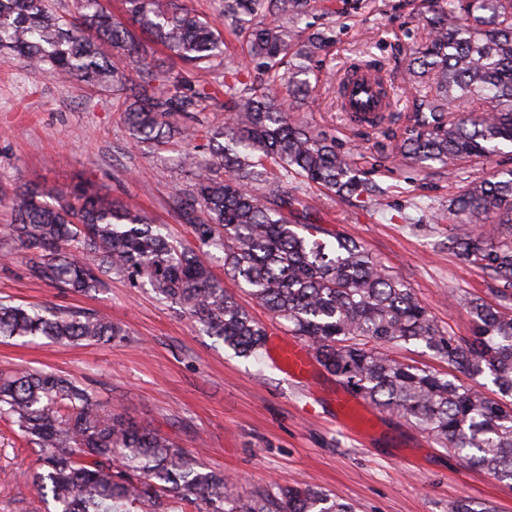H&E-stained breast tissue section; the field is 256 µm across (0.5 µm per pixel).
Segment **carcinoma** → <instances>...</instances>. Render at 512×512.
I'll return each instance as SVG.
<instances>
[{"label": "carcinoma", "mask_w": 512, "mask_h": 512, "mask_svg": "<svg viewBox=\"0 0 512 512\" xmlns=\"http://www.w3.org/2000/svg\"><path fill=\"white\" fill-rule=\"evenodd\" d=\"M313 0H224V18L242 37L251 69L224 68V79L193 85L164 74L141 38L184 64L213 70L224 36L184 0H123L120 21L101 0H77L59 16L52 0H0V55L89 89L112 88L136 143L166 144L180 122L212 103L227 112L205 131L211 155L183 153L192 189L173 200L197 247L170 239L162 224L88 181L28 185L13 202L12 242L32 253L30 278L90 295L118 277L148 285L180 306L241 357L260 358L267 330L218 280L204 248L223 253L233 280L307 341L317 361L347 391L421 429L467 466L512 483V312L472 302L471 334L443 330L410 289L355 238L311 222L309 202L267 182L299 178L341 196L380 204L335 138L297 120L290 100L309 94L306 62L333 41V27L304 34ZM408 78L433 76L436 94L404 115L395 153L419 165L448 167L487 159L512 145V0H427ZM465 105L469 112L461 111ZM464 217L450 236L468 263L512 287V169L469 183L449 200ZM496 226L480 227L488 219ZM331 237L324 240L320 235ZM0 336L59 344L110 342L122 329L97 313L0 299ZM422 344L497 397L451 375L394 359L389 349ZM0 417L39 453L37 490L55 512H354L339 498L296 483L249 496L168 435L105 409L77 379L46 370L0 377Z\"/></svg>", "instance_id": "1"}]
</instances>
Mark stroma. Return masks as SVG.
<instances>
[{
    "label": "stroma",
    "mask_w": 512,
    "mask_h": 512,
    "mask_svg": "<svg viewBox=\"0 0 512 512\" xmlns=\"http://www.w3.org/2000/svg\"><path fill=\"white\" fill-rule=\"evenodd\" d=\"M423 0H321L312 29L333 26L336 38L313 64L309 97L294 102L301 122L350 149L364 176L385 190L381 206L299 184L320 224L361 241L399 278L435 322L470 333L467 303L480 299L512 309L491 275L448 247L456 222L448 200L474 178L512 169V147L489 160L459 165L454 176L398 161L392 139L350 126L336 104V78L350 60L372 55L409 105L433 81L404 80L412 48L423 41ZM115 92L84 90L0 56V230L11 221L12 198L41 182H93L101 191L145 210L171 237L190 245L170 198L191 181L178 165L184 150L204 146L193 130L156 149L133 145ZM28 252L0 260V297L108 315L125 331L112 343L70 345L0 336V372L22 367L71 375L94 389L113 413L151 424L212 469L237 480L240 494L300 482L350 502L355 512H450L467 498L512 512V485L462 466L452 452L405 421L373 406L372 432L359 437L336 420L342 388L321 366L307 379L286 375L271 356H235L203 332L179 306L150 287L115 279L91 295L65 293L30 279ZM37 453L17 426L0 418V512H47L34 486Z\"/></svg>",
    "instance_id": "35a3bbf8"
}]
</instances>
